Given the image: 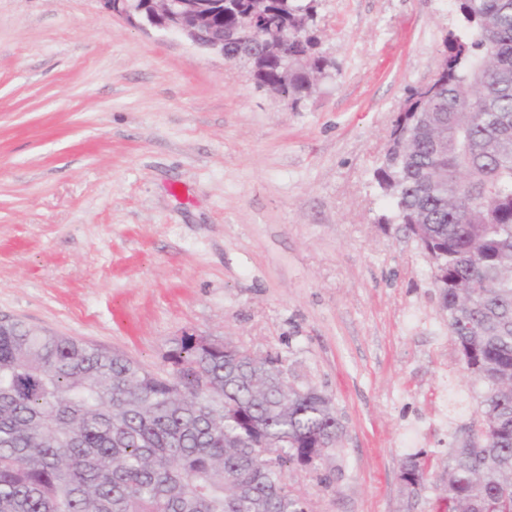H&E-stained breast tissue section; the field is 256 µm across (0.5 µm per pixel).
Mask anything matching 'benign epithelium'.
<instances>
[{"instance_id":"1","label":"benign epithelium","mask_w":512,"mask_h":512,"mask_svg":"<svg viewBox=\"0 0 512 512\" xmlns=\"http://www.w3.org/2000/svg\"><path fill=\"white\" fill-rule=\"evenodd\" d=\"M105 12L129 24L175 34L192 45L224 54V29L213 22L208 0H99Z\"/></svg>"}]
</instances>
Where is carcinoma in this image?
I'll return each instance as SVG.
<instances>
[{
  "instance_id": "1",
  "label": "carcinoma",
  "mask_w": 512,
  "mask_h": 512,
  "mask_svg": "<svg viewBox=\"0 0 512 512\" xmlns=\"http://www.w3.org/2000/svg\"><path fill=\"white\" fill-rule=\"evenodd\" d=\"M316 0H268L288 33L265 55L248 0H227L224 59L296 111L331 60L308 33ZM443 71L393 120L374 171L397 223L431 248L459 361L480 388L452 435L435 512H512V0H454ZM162 373L74 337L0 321V512H306L286 468L316 469L343 426L332 398L286 386L282 358L183 335ZM426 452L402 462L414 493Z\"/></svg>"
}]
</instances>
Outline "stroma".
<instances>
[{
    "mask_svg": "<svg viewBox=\"0 0 512 512\" xmlns=\"http://www.w3.org/2000/svg\"><path fill=\"white\" fill-rule=\"evenodd\" d=\"M455 21L453 0H318L334 67L294 111L98 0H0V317L153 372L186 333L277 354L343 424L288 472L309 512H434L401 462L446 460L477 395L373 171Z\"/></svg>",
    "mask_w": 512,
    "mask_h": 512,
    "instance_id": "1",
    "label": "stroma"
}]
</instances>
